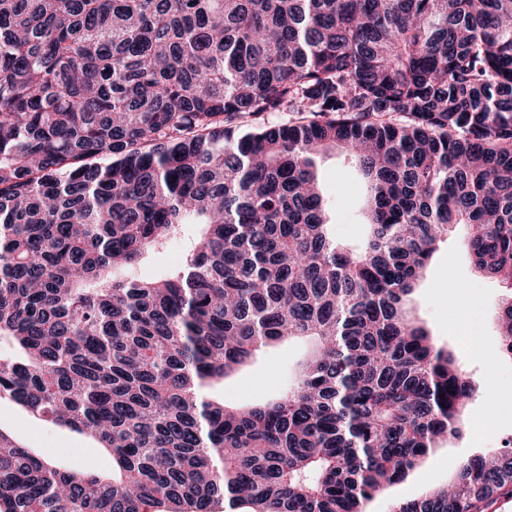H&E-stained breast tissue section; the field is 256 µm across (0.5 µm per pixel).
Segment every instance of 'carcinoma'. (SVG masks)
I'll list each match as a JSON object with an SVG mask.
<instances>
[{"instance_id":"1","label":"carcinoma","mask_w":512,"mask_h":512,"mask_svg":"<svg viewBox=\"0 0 512 512\" xmlns=\"http://www.w3.org/2000/svg\"><path fill=\"white\" fill-rule=\"evenodd\" d=\"M189 222L180 270L115 278ZM459 225L512 355V0H0V402L112 456L0 429V512H366L477 393L406 308ZM291 340L279 395L215 393ZM453 469L394 512L512 496V451ZM317 168L330 202L332 231L336 238L347 242L362 239L365 233L361 213L364 187L360 178L337 150L322 153ZM0 427L44 458L78 471L109 474L112 459L96 441L66 428L43 423L17 405L0 404Z\"/></svg>"}]
</instances>
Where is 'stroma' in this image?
Masks as SVG:
<instances>
[{
	"instance_id": "stroma-1",
	"label": "stroma",
	"mask_w": 512,
	"mask_h": 512,
	"mask_svg": "<svg viewBox=\"0 0 512 512\" xmlns=\"http://www.w3.org/2000/svg\"><path fill=\"white\" fill-rule=\"evenodd\" d=\"M317 168L331 206L333 233L347 242L362 239L360 178L337 151L321 154ZM500 295L496 280L475 273L462 235H455L434 254L410 306L431 334L447 345L478 392L467 410L464 437L436 448L402 482L369 502L367 512H390L392 504L419 498L431 487L445 484L452 474V461L489 455L512 444V358L499 346ZM306 350L305 344L296 341L275 348L231 380L225 396L258 400L277 393L287 385L289 373ZM0 428L14 433L44 458L72 469L112 471L111 457L96 441L43 423L17 405L0 404Z\"/></svg>"
}]
</instances>
